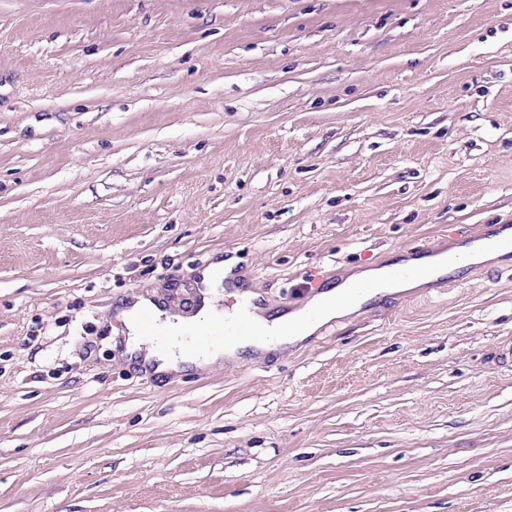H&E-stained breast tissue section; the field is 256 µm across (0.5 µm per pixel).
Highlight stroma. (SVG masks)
Returning <instances> with one entry per match:
<instances>
[{
  "label": "stroma",
  "instance_id": "1",
  "mask_svg": "<svg viewBox=\"0 0 512 512\" xmlns=\"http://www.w3.org/2000/svg\"><path fill=\"white\" fill-rule=\"evenodd\" d=\"M512 224V0H0V512H512V259L164 379L114 307Z\"/></svg>",
  "mask_w": 512,
  "mask_h": 512
}]
</instances>
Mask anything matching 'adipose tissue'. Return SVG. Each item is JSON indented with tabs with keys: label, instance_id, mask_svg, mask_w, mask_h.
I'll use <instances>...</instances> for the list:
<instances>
[{
	"label": "adipose tissue",
	"instance_id": "adipose-tissue-1",
	"mask_svg": "<svg viewBox=\"0 0 512 512\" xmlns=\"http://www.w3.org/2000/svg\"><path fill=\"white\" fill-rule=\"evenodd\" d=\"M456 262L446 254L410 256L399 261L351 274L335 288L317 294L304 308L277 316L262 306L260 296L252 290L239 291V307L221 314L215 306L219 288L235 282L236 261L218 258L199 273L200 308L192 315H170L156 291H146L120 301L115 315L128 329L125 355L128 362L155 375L178 374L189 368L207 369L226 360L237 359L241 350L256 353L282 350L313 336L326 323L345 317L375 298H384L411 288L421 287L423 279L414 277L417 269L426 270L429 279H437L474 264L498 262L507 249L489 247L480 239L455 250ZM370 283L369 292H358L360 283ZM243 317L250 321L256 335L206 350L196 349L192 337L203 321L233 322Z\"/></svg>",
	"mask_w": 512,
	"mask_h": 512
}]
</instances>
